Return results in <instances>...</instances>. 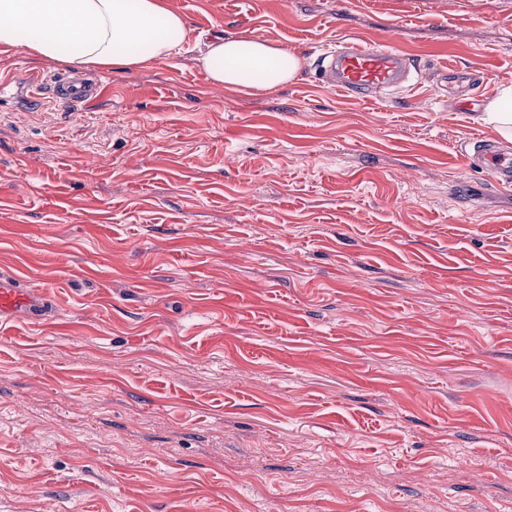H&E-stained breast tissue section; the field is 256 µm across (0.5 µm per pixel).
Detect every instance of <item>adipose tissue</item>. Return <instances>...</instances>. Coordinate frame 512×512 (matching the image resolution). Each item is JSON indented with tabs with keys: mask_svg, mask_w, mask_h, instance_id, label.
<instances>
[{
	"mask_svg": "<svg viewBox=\"0 0 512 512\" xmlns=\"http://www.w3.org/2000/svg\"><path fill=\"white\" fill-rule=\"evenodd\" d=\"M185 20L161 0H0V45L74 67H145L180 49ZM209 78L275 89L295 78L299 55L245 37L207 43L197 59Z\"/></svg>",
	"mask_w": 512,
	"mask_h": 512,
	"instance_id": "1",
	"label": "adipose tissue"
}]
</instances>
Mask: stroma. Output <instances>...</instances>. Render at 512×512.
<instances>
[{
  "label": "stroma",
  "instance_id": "obj_1",
  "mask_svg": "<svg viewBox=\"0 0 512 512\" xmlns=\"http://www.w3.org/2000/svg\"><path fill=\"white\" fill-rule=\"evenodd\" d=\"M192 32L100 96L0 49V269L50 312L0 317V512H512V189L437 85L512 86V0H164ZM302 59L212 83L197 34ZM392 41L385 100L320 50ZM316 62L326 86L355 98L386 99L417 73L410 58L393 44L364 43L357 38L324 49ZM26 85L34 101L49 96L53 101L76 107L95 100L101 87L98 77L71 72L54 74L49 78H43L40 73H31L26 79ZM465 159L470 167L485 172L488 181L497 188L512 183V155L496 142L473 136L465 145Z\"/></svg>",
  "mask_w": 512,
  "mask_h": 512
}]
</instances>
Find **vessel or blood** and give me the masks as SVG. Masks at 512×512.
<instances>
[{
    "mask_svg": "<svg viewBox=\"0 0 512 512\" xmlns=\"http://www.w3.org/2000/svg\"><path fill=\"white\" fill-rule=\"evenodd\" d=\"M317 68L326 86L355 98H387L406 87L416 73L410 58L393 44H371L356 38L324 49L317 57ZM26 85L32 100L49 98L76 107L95 100L100 91L98 77L71 72L47 78L34 73ZM464 156L470 167L486 173L493 186H512V153L496 142L472 137ZM20 308L33 318L44 315L43 294L19 287L11 275L0 272V313Z\"/></svg>",
    "mask_w": 512,
    "mask_h": 512,
    "instance_id": "vessel-or-blood-1",
    "label": "vessel or blood"
}]
</instances>
